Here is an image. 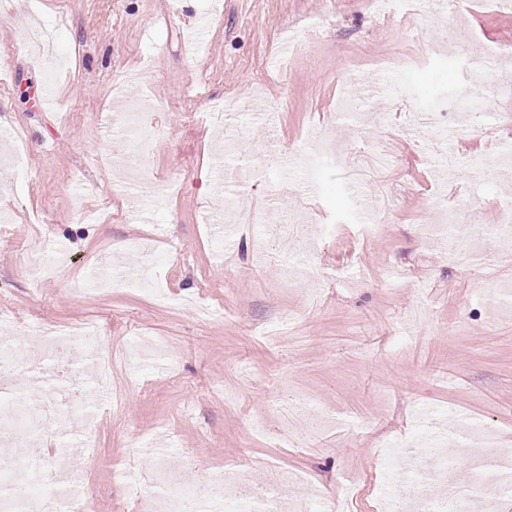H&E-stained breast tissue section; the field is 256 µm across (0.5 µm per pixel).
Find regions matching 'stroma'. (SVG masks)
Wrapping results in <instances>:
<instances>
[{
	"label": "stroma",
	"mask_w": 512,
	"mask_h": 512,
	"mask_svg": "<svg viewBox=\"0 0 512 512\" xmlns=\"http://www.w3.org/2000/svg\"><path fill=\"white\" fill-rule=\"evenodd\" d=\"M0 0V127L21 132L26 163H0V314L24 326L99 319L103 334L78 373L110 366L116 399L91 424L82 512H154L116 468L158 466L185 483L200 468L254 486L294 476L306 512L349 496L348 512H382L389 440L418 441L419 410L438 416L456 471L470 464L458 421L482 422L512 456V250L500 241L453 259L448 237L419 227L434 205L495 224L512 204V166L494 178L470 159L506 147L512 94L469 65L512 52V5L462 0L453 13L389 0ZM57 33L56 61L24 48L33 26ZM388 78L386 92L366 86ZM53 111L37 106L39 91ZM150 98L151 137L136 190L105 134L120 99ZM354 102L352 112L341 100ZM230 103L223 131L201 112ZM278 106V142L256 113ZM457 129L435 143L423 111ZM307 155L305 183L282 187L256 153ZM394 157L353 184L354 151ZM387 205L358 221L353 189ZM246 210L286 213L308 231L261 252L259 227L205 223L223 194ZM63 245L53 277L37 276L42 244ZM115 273L151 265L154 292L114 281L79 289L100 259ZM223 310L202 321L198 309Z\"/></svg>",
	"instance_id": "obj_1"
}]
</instances>
